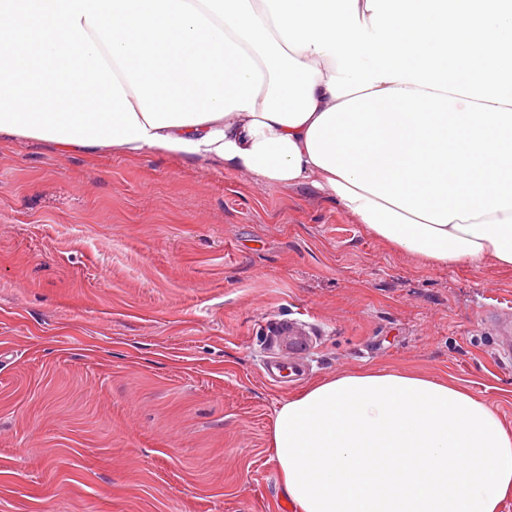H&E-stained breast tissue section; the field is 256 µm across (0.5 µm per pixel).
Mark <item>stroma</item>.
Returning a JSON list of instances; mask_svg holds the SVG:
<instances>
[{
  "label": "stroma",
  "instance_id": "obj_1",
  "mask_svg": "<svg viewBox=\"0 0 512 512\" xmlns=\"http://www.w3.org/2000/svg\"><path fill=\"white\" fill-rule=\"evenodd\" d=\"M509 322L512 268L431 266L306 189L0 137V512H280L279 406L360 366L512 430Z\"/></svg>",
  "mask_w": 512,
  "mask_h": 512
}]
</instances>
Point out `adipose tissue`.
<instances>
[{"instance_id":"1","label":"adipose tissue","mask_w":512,"mask_h":512,"mask_svg":"<svg viewBox=\"0 0 512 512\" xmlns=\"http://www.w3.org/2000/svg\"><path fill=\"white\" fill-rule=\"evenodd\" d=\"M255 60L254 112L160 135L262 186H309L434 267L512 266V0H193ZM222 140L203 145L208 133ZM293 512H502L512 430L467 389L361 367L283 402Z\"/></svg>"}]
</instances>
